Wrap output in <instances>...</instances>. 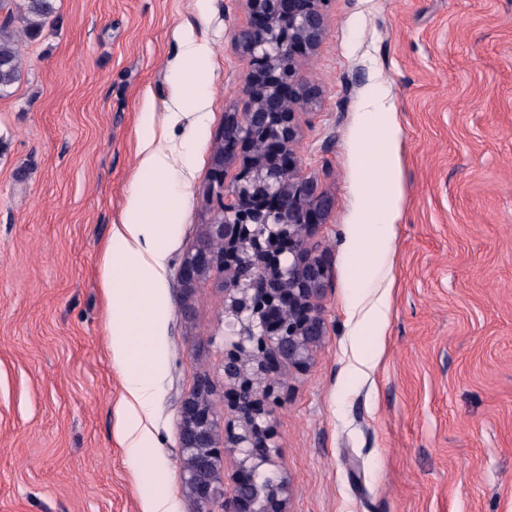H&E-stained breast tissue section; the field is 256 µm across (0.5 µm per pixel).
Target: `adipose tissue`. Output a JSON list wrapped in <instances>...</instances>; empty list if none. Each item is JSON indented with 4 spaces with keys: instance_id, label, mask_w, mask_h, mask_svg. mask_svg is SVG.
I'll use <instances>...</instances> for the list:
<instances>
[{
    "instance_id": "ef3b65f1",
    "label": "adipose tissue",
    "mask_w": 512,
    "mask_h": 512,
    "mask_svg": "<svg viewBox=\"0 0 512 512\" xmlns=\"http://www.w3.org/2000/svg\"><path fill=\"white\" fill-rule=\"evenodd\" d=\"M143 146L136 181L139 185L129 200L128 214L113 225L112 238L104 260V290L112 304L110 348L121 368L127 396L122 407L120 433L132 449H140L150 439L147 424L154 400L157 376L162 366L159 354L141 362L140 328L158 326L164 316V304L154 293L166 275L164 255L158 246L159 226L141 218L145 202L160 198L153 175L170 171L171 156L156 143L154 113L142 116Z\"/></svg>"
}]
</instances>
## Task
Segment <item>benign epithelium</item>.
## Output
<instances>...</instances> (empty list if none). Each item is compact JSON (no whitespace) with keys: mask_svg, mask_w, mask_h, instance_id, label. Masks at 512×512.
Here are the masks:
<instances>
[{"mask_svg":"<svg viewBox=\"0 0 512 512\" xmlns=\"http://www.w3.org/2000/svg\"><path fill=\"white\" fill-rule=\"evenodd\" d=\"M249 26L234 33L247 64L246 110L224 113V144L204 189L206 224L184 253L177 286L191 293L214 270L224 273V384L232 423L221 426L209 378L199 376L178 408L182 455L195 457L182 484L194 512H289L290 484L276 464L269 379L276 361L309 366L326 336L320 299L331 256L313 240L326 223L329 197L302 171L296 153L302 118L320 97L301 74V58L319 49L329 0H242ZM240 168L225 183L227 168ZM207 448L205 455L196 454ZM240 455L233 491L221 489L225 449Z\"/></svg>","mask_w":512,"mask_h":512,"instance_id":"1","label":"benign epithelium"}]
</instances>
